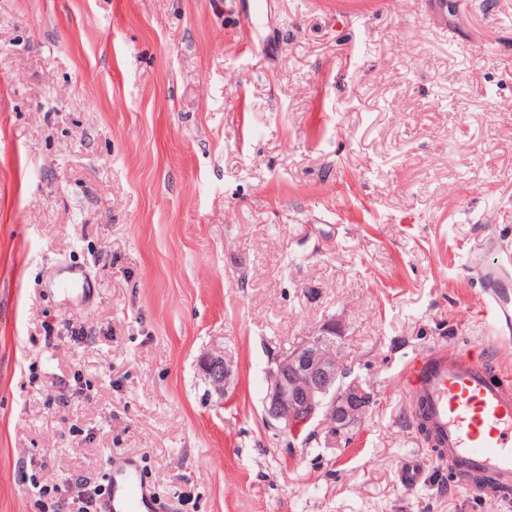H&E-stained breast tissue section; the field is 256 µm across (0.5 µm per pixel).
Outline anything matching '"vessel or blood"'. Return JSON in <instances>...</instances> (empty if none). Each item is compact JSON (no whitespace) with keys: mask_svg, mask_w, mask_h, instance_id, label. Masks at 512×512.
Here are the masks:
<instances>
[{"mask_svg":"<svg viewBox=\"0 0 512 512\" xmlns=\"http://www.w3.org/2000/svg\"><path fill=\"white\" fill-rule=\"evenodd\" d=\"M481 312L512 327V278L498 264L481 270ZM410 406L423 409L438 466L453 465L452 489L492 506L512 502V373L492 368L455 344L416 355L405 370ZM99 512H152L151 494L134 459L112 461Z\"/></svg>","mask_w":512,"mask_h":512,"instance_id":"b4317fda","label":"vessel or blood"}]
</instances>
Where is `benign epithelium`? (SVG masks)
I'll return each mask as SVG.
<instances>
[{
  "label": "benign epithelium",
  "instance_id": "obj_1",
  "mask_svg": "<svg viewBox=\"0 0 512 512\" xmlns=\"http://www.w3.org/2000/svg\"><path fill=\"white\" fill-rule=\"evenodd\" d=\"M336 335V320L330 319L275 359L267 371L265 415L294 436L317 422L340 434L360 419L371 401L359 379L344 381L343 366L336 357ZM198 367L217 403H224L232 375L224 354L207 351L200 356Z\"/></svg>",
  "mask_w": 512,
  "mask_h": 512
}]
</instances>
